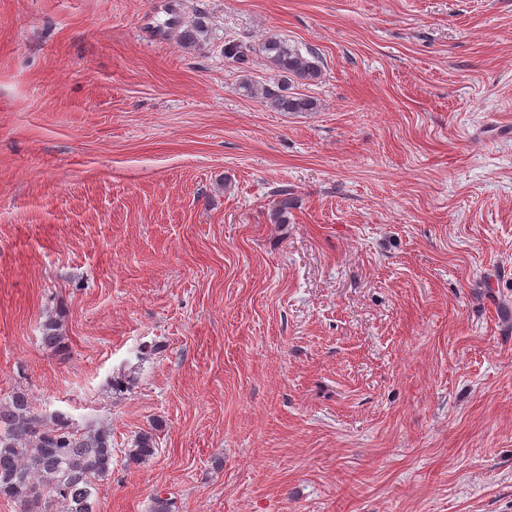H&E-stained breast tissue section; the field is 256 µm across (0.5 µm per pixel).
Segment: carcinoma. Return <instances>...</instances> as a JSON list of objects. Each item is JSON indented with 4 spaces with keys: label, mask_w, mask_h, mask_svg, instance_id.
Here are the masks:
<instances>
[{
    "label": "carcinoma",
    "mask_w": 512,
    "mask_h": 512,
    "mask_svg": "<svg viewBox=\"0 0 512 512\" xmlns=\"http://www.w3.org/2000/svg\"><path fill=\"white\" fill-rule=\"evenodd\" d=\"M206 33L205 17L199 15L179 32L186 44H196ZM266 66L278 74L273 84L260 85L245 77L239 89L277 112H311L317 101L293 91L300 84L318 82L322 57L317 49H305L275 33L260 46ZM224 58L245 69L250 65V48L235 40L224 42ZM274 214L288 223V209L296 198L286 189L276 191ZM61 325L48 320L43 325V345L62 348ZM156 439L143 431L134 439L127 457L146 464L156 456ZM112 475V432L106 426L79 428L68 416L56 413L46 420L31 409L29 395L17 390L0 406V498L9 499L34 512L43 502L61 512H97L99 482Z\"/></svg>",
    "instance_id": "obj_1"
}]
</instances>
